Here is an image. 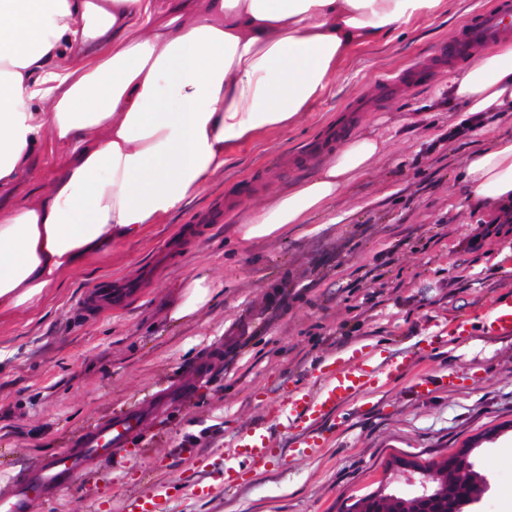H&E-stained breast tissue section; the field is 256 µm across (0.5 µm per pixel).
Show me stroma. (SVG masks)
<instances>
[{
    "mask_svg": "<svg viewBox=\"0 0 512 512\" xmlns=\"http://www.w3.org/2000/svg\"><path fill=\"white\" fill-rule=\"evenodd\" d=\"M497 5L453 0L391 41L357 47L296 124L240 145L163 223L49 289L39 314L0 319L1 482L148 392L190 387L132 439L126 475L103 465L55 500L35 501L31 512H91L90 495L114 503L158 484L170 487L171 512H348L377 492H407L398 461L426 468L465 445L484 479L468 512H512V335L484 328L486 309L512 293V223L482 237L496 211L473 209L458 181L472 152L512 135V112L490 113L484 126L456 137L465 108L450 93L448 70L402 85L359 115L353 134H383L384 150L327 213L312 217L315 233L292 229L245 250L238 244L240 211L316 173L322 159L297 168L289 161L322 138L351 99L374 97L384 75L430 63L477 9ZM245 179L253 186L243 192ZM213 213L219 221L126 307L82 315L85 291L138 278L180 225ZM204 272L218 285L211 303L172 320L186 286ZM461 320L471 335L449 336ZM360 343L372 354L416 358L387 386L339 406L321 450L280 432L267 463L244 471L234 487L206 480L240 433L277 422L287 388L313 385L321 364ZM203 362L207 374L194 377ZM450 373L452 385L444 380ZM421 376L430 385L419 394Z\"/></svg>",
    "mask_w": 512,
    "mask_h": 512,
    "instance_id": "obj_1",
    "label": "stroma"
}]
</instances>
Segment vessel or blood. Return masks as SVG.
I'll return each mask as SVG.
<instances>
[{
	"label": "vessel or blood",
	"instance_id": "obj_1",
	"mask_svg": "<svg viewBox=\"0 0 512 512\" xmlns=\"http://www.w3.org/2000/svg\"><path fill=\"white\" fill-rule=\"evenodd\" d=\"M512 40V9H488L467 25L456 39L439 49L440 56L455 62L476 59L486 48ZM429 69L414 66L406 77H384L377 86L376 101H383L403 79L428 80ZM139 286L114 281L85 293L81 307L95 315L124 307L138 292ZM489 332L512 335V295L494 302L486 316ZM409 356L403 355L375 364L355 355L336 358L322 366L314 387H297L283 394L284 431L303 434L305 447H322L326 437L317 431L318 422L326 419L336 407L359 398L369 390L383 387L401 375L409 366ZM187 390L186 385L171 384L143 398L136 406L102 418L75 435L63 451L43 458L34 467L0 486V512H28L35 498H51L69 487L82 473L95 471L101 462L126 461L128 443L143 425L165 414L172 403ZM274 444L272 432L258 424L243 433L234 445L232 459L217 468L214 478L221 485L233 486L242 468L264 463ZM167 486L159 485L145 495L123 501L121 512H170Z\"/></svg>",
	"mask_w": 512,
	"mask_h": 512
}]
</instances>
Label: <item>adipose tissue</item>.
Listing matches in <instances>:
<instances>
[{
	"label": "adipose tissue",
	"mask_w": 512,
	"mask_h": 512,
	"mask_svg": "<svg viewBox=\"0 0 512 512\" xmlns=\"http://www.w3.org/2000/svg\"><path fill=\"white\" fill-rule=\"evenodd\" d=\"M446 2L0 0V316L33 312L113 241L162 223L240 144L309 111L356 47ZM449 84L468 113L512 112V47ZM384 144L354 138L251 209L240 247L309 224ZM41 148L54 175L38 198L17 195ZM462 180L474 208L512 203V136L474 152Z\"/></svg>",
	"instance_id": "1"
}]
</instances>
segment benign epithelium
I'll use <instances>...</instances> for the list:
<instances>
[{
	"mask_svg": "<svg viewBox=\"0 0 512 512\" xmlns=\"http://www.w3.org/2000/svg\"><path fill=\"white\" fill-rule=\"evenodd\" d=\"M401 469L407 471L406 480L415 486V490L403 495L398 492H379L372 496L370 502H377L390 507L389 512H452L453 488L448 486L444 474L435 476L404 464Z\"/></svg>",
	"mask_w": 512,
	"mask_h": 512,
	"instance_id": "7a95c632",
	"label": "benign epithelium"
}]
</instances>
